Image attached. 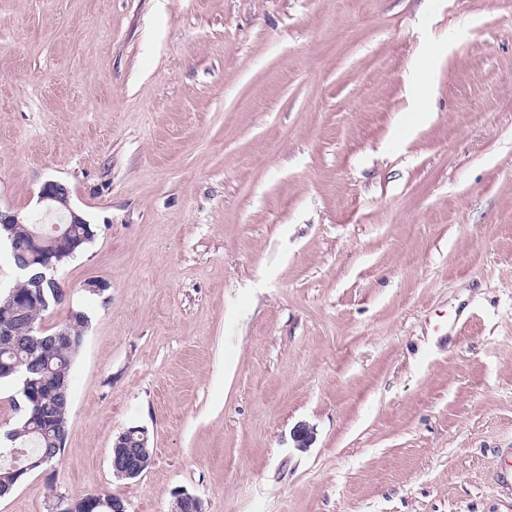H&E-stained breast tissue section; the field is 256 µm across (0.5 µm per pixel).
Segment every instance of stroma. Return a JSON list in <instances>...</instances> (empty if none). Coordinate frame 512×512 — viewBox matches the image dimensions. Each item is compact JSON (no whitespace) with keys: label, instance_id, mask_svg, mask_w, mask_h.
Masks as SVG:
<instances>
[{"label":"stroma","instance_id":"35a3bbf8","mask_svg":"<svg viewBox=\"0 0 512 512\" xmlns=\"http://www.w3.org/2000/svg\"><path fill=\"white\" fill-rule=\"evenodd\" d=\"M509 100L512 0H0V208L97 229L41 324L89 317L64 446L0 512H512ZM135 433L138 435H135L134 438H132L133 442L131 443L130 447L132 451H134V448H140V444L137 442L139 440V437L144 438V436L147 434V431H144L143 429L139 428H131L127 429L124 432H122L114 441L112 448H125L123 447L125 445V438L126 436H133ZM139 436V437H138ZM153 459V448L151 450V454L149 452L148 448H140V461H138L139 468L143 467L145 464H148V467L152 463Z\"/></svg>","mask_w":512,"mask_h":512}]
</instances>
